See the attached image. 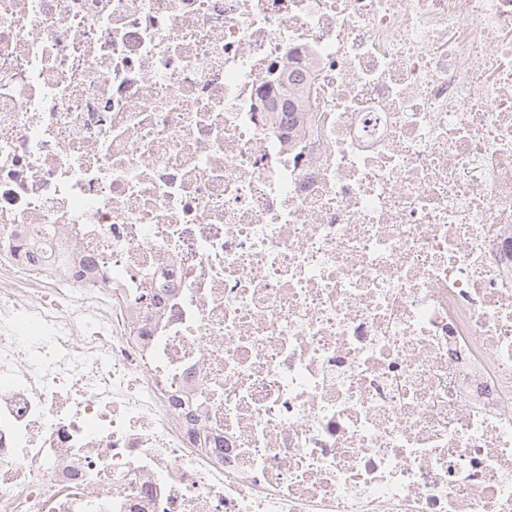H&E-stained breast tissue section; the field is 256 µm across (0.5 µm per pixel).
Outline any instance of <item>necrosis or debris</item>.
Returning <instances> with one entry per match:
<instances>
[{"label":"necrosis or debris","instance_id":"necrosis-or-debris-1","mask_svg":"<svg viewBox=\"0 0 512 512\" xmlns=\"http://www.w3.org/2000/svg\"><path fill=\"white\" fill-rule=\"evenodd\" d=\"M0 512H512V0H0Z\"/></svg>","mask_w":512,"mask_h":512}]
</instances>
